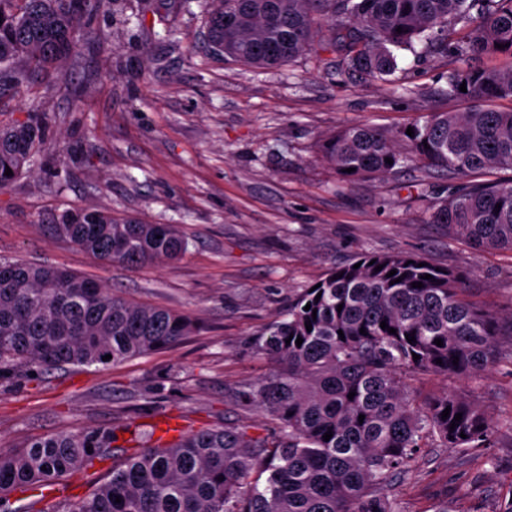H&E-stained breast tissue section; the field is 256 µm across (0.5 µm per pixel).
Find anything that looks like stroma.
Listing matches in <instances>:
<instances>
[{
	"instance_id": "stroma-1",
	"label": "stroma",
	"mask_w": 512,
	"mask_h": 512,
	"mask_svg": "<svg viewBox=\"0 0 512 512\" xmlns=\"http://www.w3.org/2000/svg\"><path fill=\"white\" fill-rule=\"evenodd\" d=\"M208 0H112L96 34L53 74L31 72L21 92L0 88V124L39 104L59 152L0 190V261L64 268L124 298L197 316L180 346L108 367H73L0 385V453L48 433L118 427L120 445L168 418L183 430L270 427L242 411L236 389L266 373L250 339L304 288L364 253L407 252L466 277L478 308H512V252L452 239L429 213L453 175L406 168L344 182L317 154L325 134L354 124L396 131L432 112H462L445 75L457 58L406 56L398 88L339 73L318 51L258 72L205 46ZM179 225L178 260L108 266L43 227L67 210ZM424 396L462 395L490 420L482 448L425 442L389 488L401 512H498L512 498V365L469 378L416 376Z\"/></svg>"
}]
</instances>
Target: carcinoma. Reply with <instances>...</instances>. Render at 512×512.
Returning a JSON list of instances; mask_svg holds the SVG:
<instances>
[{"mask_svg":"<svg viewBox=\"0 0 512 512\" xmlns=\"http://www.w3.org/2000/svg\"><path fill=\"white\" fill-rule=\"evenodd\" d=\"M110 3L0 0V68L11 88H23L27 68L50 71L73 57L91 35L93 9ZM208 23L213 39L224 40V49L210 43V51L255 71L321 49L336 52L344 74L386 84L406 54H418L419 43L426 52L456 58L512 57V0H210ZM459 24L466 36L448 40V30ZM446 82L448 96L475 105L431 112L411 125V136L404 129L347 126L323 136L317 153L349 183L419 164L457 175L463 183L448 187L430 223L478 249L512 251V179L466 181L512 169V110L485 105L512 99V68L455 67ZM48 126L35 105L25 121L0 126V189L47 149ZM7 168L12 175H5ZM45 231L122 267L175 261L187 249L176 224L118 222L93 209L69 211ZM356 262L304 289L284 317L252 338L255 355L276 368L243 383L235 398L243 409L265 413L271 430L215 426L184 433L169 446H146L113 465L101 486L66 500L65 512H400L389 485L425 440L440 448L484 446L489 422L478 406L448 391L422 400L412 377H470L503 359L512 362V348L499 344L500 318L460 295L459 274L438 270L419 254L367 253ZM383 321L388 328L380 327ZM200 330L187 313L129 302L67 269L0 262V383L20 380L24 369L47 375L119 364L172 349ZM415 354L420 359L413 360ZM106 355L111 359L102 360ZM118 440L115 428L98 427L47 434L0 453V512H33L27 493L108 458ZM258 464L267 472L264 484L245 486Z\"/></svg>","mask_w":512,"mask_h":512,"instance_id":"1","label":"carcinoma"}]
</instances>
